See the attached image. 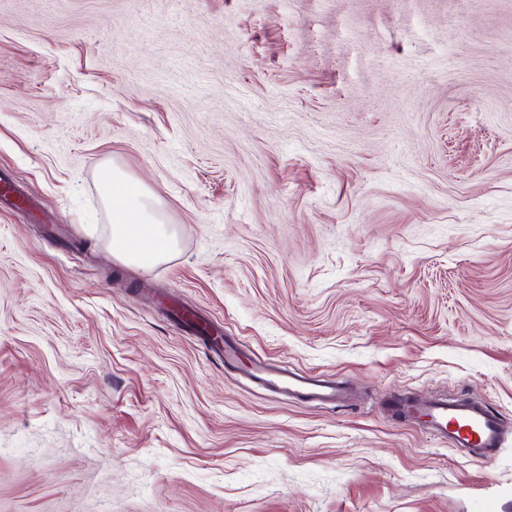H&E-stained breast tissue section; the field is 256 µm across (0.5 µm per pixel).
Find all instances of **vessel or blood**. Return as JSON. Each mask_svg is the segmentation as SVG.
<instances>
[{"instance_id": "vessel-or-blood-1", "label": "vessel or blood", "mask_w": 512, "mask_h": 512, "mask_svg": "<svg viewBox=\"0 0 512 512\" xmlns=\"http://www.w3.org/2000/svg\"><path fill=\"white\" fill-rule=\"evenodd\" d=\"M174 317L192 332L208 336L216 354L225 363H235L239 357L236 345L222 342L219 328L195 312L174 309ZM249 376L255 382L293 398L323 404H339L348 398L346 388L337 380L314 372H295L282 366L254 363ZM387 410L396 418L424 425L427 433L448 442L450 447L468 449L471 457L482 463H492L504 442L501 420L483 403L460 399L418 400L403 395L389 399Z\"/></svg>"}]
</instances>
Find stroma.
<instances>
[{
  "label": "stroma",
  "instance_id": "obj_1",
  "mask_svg": "<svg viewBox=\"0 0 512 512\" xmlns=\"http://www.w3.org/2000/svg\"><path fill=\"white\" fill-rule=\"evenodd\" d=\"M0 182V512H512V435L486 466L385 410L512 424V0H0ZM104 191L112 199L117 195L120 204L112 209L113 241L118 245L123 262L140 266L159 261L171 236L156 219L147 204L129 187L123 173L117 169H104L101 173ZM141 237H147L155 247L144 252L139 246ZM171 312L190 331L208 336L213 343L214 352L223 356L225 363L232 364L237 361L239 357L238 347L225 341L224 345L220 346L222 339L220 329L213 322L202 319L195 312L186 309L172 308ZM248 375L263 386L287 392L299 400L336 405L348 398V392L340 382L320 373L295 372L283 366L256 362L249 368Z\"/></svg>",
  "mask_w": 512,
  "mask_h": 512
}]
</instances>
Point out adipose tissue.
Listing matches in <instances>:
<instances>
[{"instance_id":"ef3b65f1","label":"adipose tissue","mask_w":512,"mask_h":512,"mask_svg":"<svg viewBox=\"0 0 512 512\" xmlns=\"http://www.w3.org/2000/svg\"><path fill=\"white\" fill-rule=\"evenodd\" d=\"M101 181L107 196H116L120 204L112 211L113 240L118 245L123 262L140 266L159 261L171 238L156 219L147 204L131 190L123 173L117 169H105ZM149 238L151 251H143L140 238Z\"/></svg>"}]
</instances>
